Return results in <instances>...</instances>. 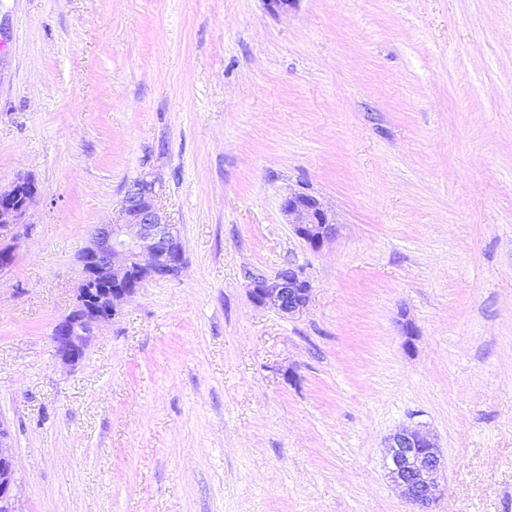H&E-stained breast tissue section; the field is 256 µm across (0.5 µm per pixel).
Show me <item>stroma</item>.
<instances>
[{
	"mask_svg": "<svg viewBox=\"0 0 512 512\" xmlns=\"http://www.w3.org/2000/svg\"><path fill=\"white\" fill-rule=\"evenodd\" d=\"M37 188L0 277L21 512H512V0H0V185ZM153 181L183 245L62 366L94 225ZM337 224L311 250L281 203ZM302 269L307 306L249 278ZM412 335H405L404 325ZM311 290V283L303 272L288 267L274 277H253L249 293L257 306L270 307L283 314L295 315L306 307ZM385 448L384 468L390 479L418 512L430 511L445 470L437 445L422 430L405 428L388 437Z\"/></svg>",
	"mask_w": 512,
	"mask_h": 512,
	"instance_id": "35a3bbf8",
	"label": "stroma"
}]
</instances>
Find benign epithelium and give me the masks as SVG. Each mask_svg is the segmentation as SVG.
Instances as JSON below:
<instances>
[{
	"label": "benign epithelium",
	"mask_w": 512,
	"mask_h": 512,
	"mask_svg": "<svg viewBox=\"0 0 512 512\" xmlns=\"http://www.w3.org/2000/svg\"><path fill=\"white\" fill-rule=\"evenodd\" d=\"M36 194L25 179L0 189L1 275L16 261L19 227ZM282 209L295 235L312 250H319L336 233L335 219L312 195L291 193L283 200ZM80 263L75 304L52 329L57 356L67 366L79 363L99 326L113 318L146 282L173 277L182 268L177 225L170 223L157 205L153 183L142 179L128 186L120 220L94 227L91 245L83 251ZM311 290L303 272L288 267L273 277L252 278L249 293L258 306L295 315L306 307ZM3 438L0 430V512H18L15 463L3 446ZM384 468L418 512H429L440 492L445 463L425 432L405 428L388 437Z\"/></svg>",
	"instance_id": "7a95c632"
}]
</instances>
